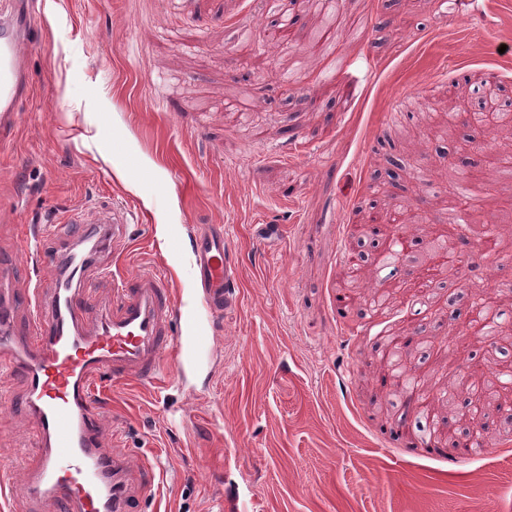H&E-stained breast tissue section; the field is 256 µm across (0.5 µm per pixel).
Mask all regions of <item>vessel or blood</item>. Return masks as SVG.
Listing matches in <instances>:
<instances>
[{"label": "vessel or blood", "mask_w": 512, "mask_h": 512, "mask_svg": "<svg viewBox=\"0 0 512 512\" xmlns=\"http://www.w3.org/2000/svg\"><path fill=\"white\" fill-rule=\"evenodd\" d=\"M37 0H0V145L23 120L20 105L31 93L27 47L35 39ZM71 224H108L112 248L120 250L130 226L124 205L95 203L69 212ZM76 284L57 282L49 296L28 290L26 299L47 307L32 329L18 330L0 302V380L23 378L22 402L38 424L35 468L23 455L7 462L22 469L36 497H53L60 512H134L125 478L126 455L106 451L103 421L108 407L94 387L100 380H154L174 350L177 375L201 359L209 338L194 325L185 300L174 298L164 273L148 270L114 279L112 314L90 316L84 295L95 271L93 252L70 250ZM190 279L206 315H223L236 299L238 270L227 230L208 225L191 244Z\"/></svg>", "instance_id": "1"}]
</instances>
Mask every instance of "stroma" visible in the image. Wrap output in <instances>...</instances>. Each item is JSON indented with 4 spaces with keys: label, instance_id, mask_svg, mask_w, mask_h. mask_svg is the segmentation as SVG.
Returning a JSON list of instances; mask_svg holds the SVG:
<instances>
[{
    "label": "stroma",
    "instance_id": "35a3bbf8",
    "mask_svg": "<svg viewBox=\"0 0 512 512\" xmlns=\"http://www.w3.org/2000/svg\"><path fill=\"white\" fill-rule=\"evenodd\" d=\"M292 37L271 38L256 0H39L23 123L0 148V291H50L24 251L52 247L67 210L122 200L148 221L121 254L99 249L98 312L111 270L164 268L189 293L184 260L201 224L227 226L237 304L210 328V351L177 386L103 382L105 431L128 454L142 512H512V431L489 411L493 453L461 459L448 434L456 381L491 375L469 333L473 299L500 266L460 267L429 285L438 307L359 317L378 285L359 230L393 221L455 237L447 158L463 137L496 148L470 119L482 81L512 85V0L447 11L438 0H341L332 57L308 0H281ZM445 341L418 362L425 384L400 395L379 351L387 336ZM37 423L0 414V459ZM0 512H58L22 479Z\"/></svg>",
    "mask_w": 512,
    "mask_h": 512
}]
</instances>
